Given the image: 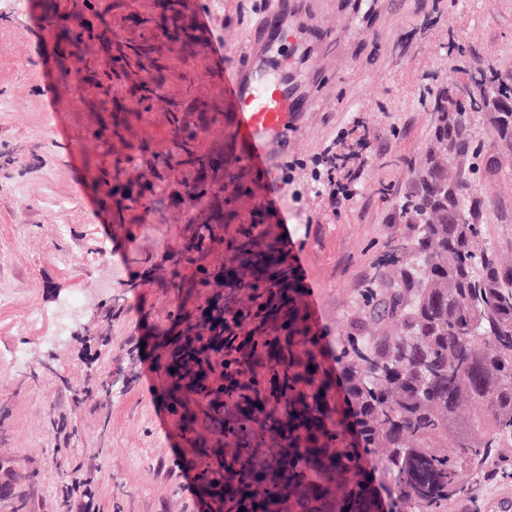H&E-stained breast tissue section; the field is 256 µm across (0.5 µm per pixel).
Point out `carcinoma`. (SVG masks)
<instances>
[{"label":"carcinoma","instance_id":"1","mask_svg":"<svg viewBox=\"0 0 512 512\" xmlns=\"http://www.w3.org/2000/svg\"><path fill=\"white\" fill-rule=\"evenodd\" d=\"M172 46L189 20L177 0H156ZM66 46L111 41L85 25L61 30ZM148 66L151 76L138 70ZM165 56L147 38L88 75L100 103L124 112L113 81L132 82L143 108L166 80ZM503 129H512V91L501 89ZM435 149L402 214L411 240L387 247L362 294L364 313L403 325L376 342L348 336L326 363L288 252L257 222L219 216L199 224L175 263L192 268L186 300L157 336L161 398L182 440L175 467L194 473L206 512H377L363 461L378 456L389 478L388 512H444L468 495L469 469L512 479V271L478 246L470 203L448 183V163L471 154L460 116L448 117L447 88L431 102ZM196 134L174 131V146L201 168ZM226 268L207 261L219 246ZM454 437V446L448 438Z\"/></svg>","mask_w":512,"mask_h":512}]
</instances>
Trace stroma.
I'll use <instances>...</instances> for the list:
<instances>
[{"label": "stroma", "instance_id": "35a3bbf8", "mask_svg": "<svg viewBox=\"0 0 512 512\" xmlns=\"http://www.w3.org/2000/svg\"><path fill=\"white\" fill-rule=\"evenodd\" d=\"M282 0H178L195 38L169 55L171 75L151 108L136 111L127 88L120 130L77 74L104 71L99 41L62 59L47 13L66 0H0V483L23 512H75L62 495L81 466L94 481L95 512H202L192 474L172 464L180 446L144 339L166 326L177 301L172 261L196 225L231 203L240 219L265 212L266 188L239 159L224 110V73L208 47L233 52ZM297 24L308 62L289 70L312 93L273 152L281 177L271 229L295 255L312 301L307 309L327 356L342 337L395 336L400 322H373L361 293L387 243L415 236L401 203L434 144L429 91L462 87L484 72L512 80V0H304ZM98 17L133 44L147 36L153 0H95ZM496 94L468 115L479 161L449 163L463 186L481 246L512 268V133H503ZM196 134L207 171L172 155L171 115ZM346 135L372 152L352 198L338 208L316 194L308 165ZM169 153L167 163L156 154ZM207 177L213 197L189 203ZM152 189L148 206L134 196ZM74 313L65 334L58 317ZM476 497L445 512H490L512 480L481 476Z\"/></svg>", "mask_w": 512, "mask_h": 512}]
</instances>
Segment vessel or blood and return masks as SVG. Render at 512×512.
Wrapping results in <instances>:
<instances>
[{
  "mask_svg": "<svg viewBox=\"0 0 512 512\" xmlns=\"http://www.w3.org/2000/svg\"><path fill=\"white\" fill-rule=\"evenodd\" d=\"M302 6V0H284L281 10L266 19L264 32L249 37L235 55L220 58L224 92L233 112L230 128L241 157L271 188L276 185L271 162L275 144L291 120L314 103L281 73L277 58L281 39H289L294 50L302 48L301 37L288 22Z\"/></svg>",
  "mask_w": 512,
  "mask_h": 512,
  "instance_id": "b4317fda",
  "label": "vessel or blood"
}]
</instances>
